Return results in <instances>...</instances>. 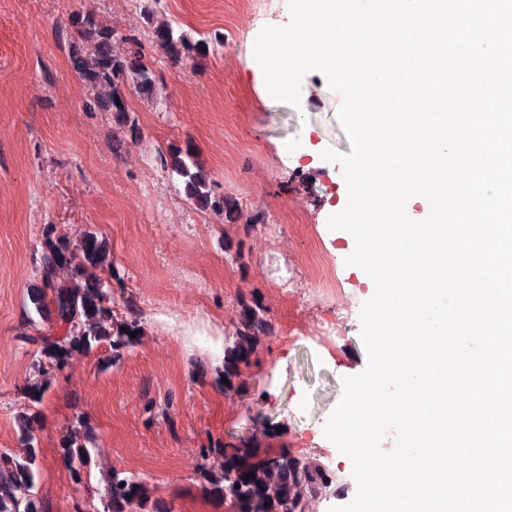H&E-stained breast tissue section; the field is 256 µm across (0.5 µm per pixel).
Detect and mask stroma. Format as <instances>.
<instances>
[{
  "mask_svg": "<svg viewBox=\"0 0 512 512\" xmlns=\"http://www.w3.org/2000/svg\"><path fill=\"white\" fill-rule=\"evenodd\" d=\"M284 4L0 0V453L22 460L35 451L34 482L17 494L43 512H104L115 469L147 483L164 512H225L200 476L221 448L260 457L285 448L337 475L352 472L313 430L339 403L343 377L366 367L359 313L374 288L345 263L351 235L327 225L348 199L339 165L321 157L351 151L340 95L312 70L296 107L255 78L249 39ZM75 12L107 21L116 55L129 35L142 44L157 92L147 100L126 89L132 127L86 109L91 93L69 58ZM163 23L208 39L209 54L170 61L151 35ZM173 144L191 145L215 191L237 199L231 218L197 210L162 168L158 154ZM87 230L111 247L112 266L97 276L112 318L138 334L117 352L104 343L74 354L33 402L26 389L40 353L28 336L55 324L30 300L45 241L73 242ZM318 257L342 300L317 292ZM254 300L272 330L228 390L224 339ZM22 414L35 418L30 444L18 430ZM80 421L91 462L77 483L59 447Z\"/></svg>",
  "mask_w": 512,
  "mask_h": 512,
  "instance_id": "1",
  "label": "stroma"
}]
</instances>
